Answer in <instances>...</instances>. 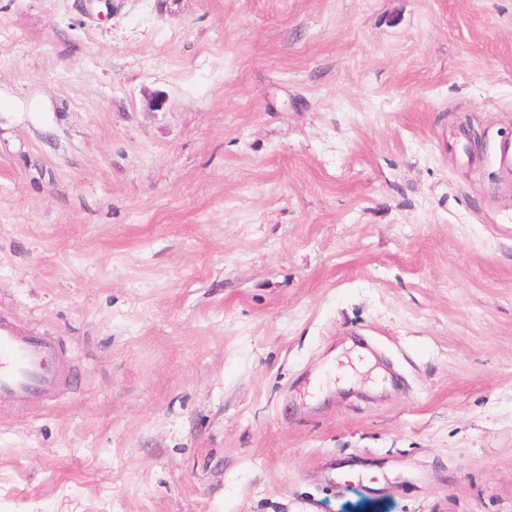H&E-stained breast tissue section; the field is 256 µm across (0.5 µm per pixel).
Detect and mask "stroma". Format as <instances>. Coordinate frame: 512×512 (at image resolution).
<instances>
[{"mask_svg": "<svg viewBox=\"0 0 512 512\" xmlns=\"http://www.w3.org/2000/svg\"><path fill=\"white\" fill-rule=\"evenodd\" d=\"M504 138L512 0H0V512H512ZM52 358L46 339L0 319V400L26 404L52 395L63 376L50 366Z\"/></svg>", "mask_w": 512, "mask_h": 512, "instance_id": "1", "label": "stroma"}]
</instances>
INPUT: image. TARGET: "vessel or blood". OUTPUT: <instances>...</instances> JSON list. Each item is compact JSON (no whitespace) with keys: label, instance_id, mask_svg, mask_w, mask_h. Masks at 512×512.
Returning a JSON list of instances; mask_svg holds the SVG:
<instances>
[{"label":"vessel or blood","instance_id":"vessel-or-blood-1","mask_svg":"<svg viewBox=\"0 0 512 512\" xmlns=\"http://www.w3.org/2000/svg\"><path fill=\"white\" fill-rule=\"evenodd\" d=\"M52 358L46 339L0 320V400L26 404L52 395L63 376L51 367Z\"/></svg>","mask_w":512,"mask_h":512}]
</instances>
